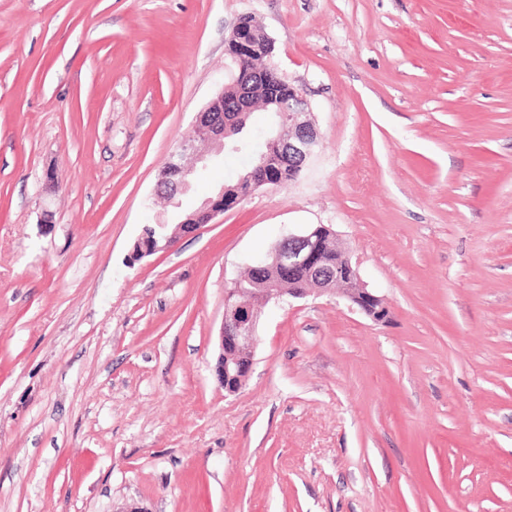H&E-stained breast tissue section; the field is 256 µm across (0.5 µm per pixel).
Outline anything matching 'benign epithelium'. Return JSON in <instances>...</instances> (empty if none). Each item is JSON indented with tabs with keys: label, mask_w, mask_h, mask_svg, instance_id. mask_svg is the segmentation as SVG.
Returning a JSON list of instances; mask_svg holds the SVG:
<instances>
[{
	"label": "benign epithelium",
	"mask_w": 512,
	"mask_h": 512,
	"mask_svg": "<svg viewBox=\"0 0 512 512\" xmlns=\"http://www.w3.org/2000/svg\"><path fill=\"white\" fill-rule=\"evenodd\" d=\"M237 48L239 53H229L233 62H238V55L273 56L274 43L256 38L251 26L236 22L227 39V49ZM275 84L271 85L269 94L275 104V122L270 143L288 146V158L295 167L301 169L313 154L317 140L315 125L311 119L308 103L301 90L287 82L272 68L264 73ZM232 85L236 87L233 105L230 108L231 119H209L206 112L199 113L196 123L197 135L180 142L171 153L166 163V173L176 177L172 183L174 192L171 199L190 188V177L195 172L196 164L206 163L214 156L224 152L226 139L232 129L241 127L254 110L252 85L239 76L234 77ZM272 158L268 154L260 157L252 173L242 179L249 184V192L269 184L266 171ZM243 197L234 191L221 187L214 195L205 199L200 209L207 220L237 205ZM166 225H145L134 246L133 254L143 258L161 249L174 245L176 236L165 235ZM334 238L328 224H311L299 234H290L284 238L272 265L260 260L252 266L256 278L264 281L265 287L259 289L260 302L268 303L287 294L301 298L311 292L309 288H296L294 281L298 271L306 273V281L318 282L316 291L332 294L347 299L351 305L376 322H384L388 317V308L383 300L370 292L361 283L357 264L345 251L339 252L336 259V271H330L323 258L325 242ZM290 285L286 290L281 284ZM246 290L239 287L238 281L225 289L224 315L219 336V355L216 362V376L224 392L234 394L248 382L253 370L254 350L257 344L259 310L252 300H245Z\"/></svg>",
	"instance_id": "obj_1"
}]
</instances>
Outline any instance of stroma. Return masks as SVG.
Returning a JSON list of instances; mask_svg holds the SVG:
<instances>
[{"label": "stroma", "instance_id": "35a3bbf8", "mask_svg": "<svg viewBox=\"0 0 512 512\" xmlns=\"http://www.w3.org/2000/svg\"><path fill=\"white\" fill-rule=\"evenodd\" d=\"M243 15L317 146L134 259L247 164L158 191ZM310 224L389 318L270 302L227 394L224 288ZM0 512H512V0H0ZM168 225L169 224H155V227H150L151 225L148 224L145 225L134 246L133 254L135 257L143 258L154 254L158 250L172 247L177 237L175 235H164ZM160 240L165 241L163 245H159Z\"/></svg>", "mask_w": 512, "mask_h": 512}]
</instances>
